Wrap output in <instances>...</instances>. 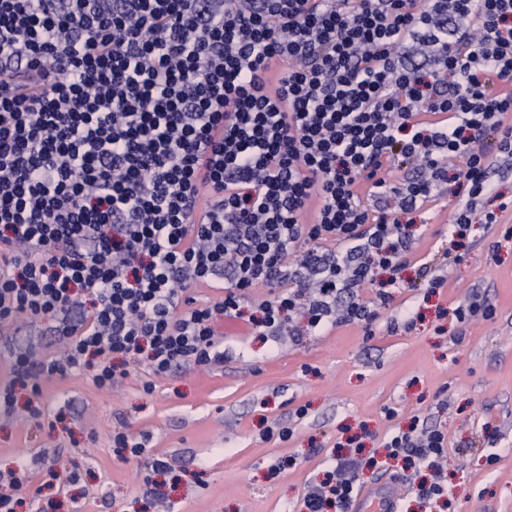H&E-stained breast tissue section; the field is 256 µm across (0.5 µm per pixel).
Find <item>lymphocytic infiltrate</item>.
I'll return each mask as SVG.
<instances>
[{
  "instance_id": "f902f5d3",
  "label": "lymphocytic infiltrate",
  "mask_w": 512,
  "mask_h": 512,
  "mask_svg": "<svg viewBox=\"0 0 512 512\" xmlns=\"http://www.w3.org/2000/svg\"><path fill=\"white\" fill-rule=\"evenodd\" d=\"M511 174L512 0H0V328L66 348L10 346L0 411L84 367L222 363L224 318L371 321L410 263L400 214L465 196V238ZM386 446L447 496L442 430ZM362 466L336 456L306 512H349ZM47 326L48 323L44 320L33 325L20 322L12 328L10 337L16 345H26L33 342L44 354L50 351L59 356L63 351V345L57 343V336L45 331Z\"/></svg>"
}]
</instances>
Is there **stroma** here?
I'll return each instance as SVG.
<instances>
[{
	"label": "stroma",
	"instance_id": "obj_1",
	"mask_svg": "<svg viewBox=\"0 0 512 512\" xmlns=\"http://www.w3.org/2000/svg\"><path fill=\"white\" fill-rule=\"evenodd\" d=\"M463 203L447 193L414 213L405 285L371 325L277 343L224 319L223 363L154 380L134 364L111 388L97 387L86 368L43 385L40 419L25 416L31 392L17 389L14 414L0 413V471H34L49 456L77 472L78 483L43 490L48 512H154L158 501L170 512H305L309 486L356 435L362 458L377 461L361 470L362 487L390 482L403 512H423L419 476L384 449L390 433L416 423L447 437V512H512V237L504 234L512 211L497 224L474 211L458 249L450 221ZM454 250L460 260L446 264ZM441 264L448 283L433 294L421 269ZM472 304L495 314L458 321L454 309ZM275 425L291 430L288 441L265 438ZM121 432L147 435L176 470L146 476L115 443ZM492 454L497 462L486 466ZM289 455L296 467L270 475Z\"/></svg>",
	"mask_w": 512,
	"mask_h": 512
}]
</instances>
